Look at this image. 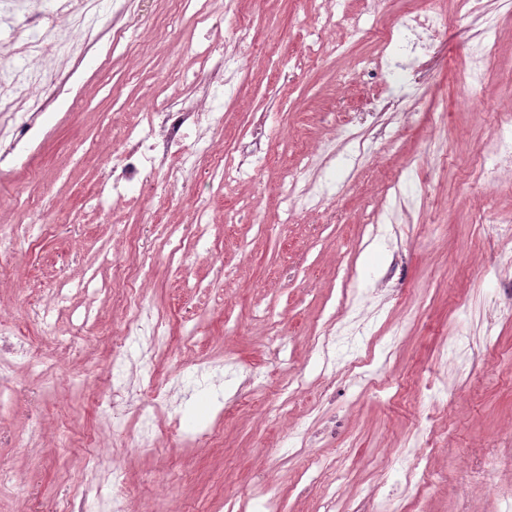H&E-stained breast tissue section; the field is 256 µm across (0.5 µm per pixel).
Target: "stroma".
Here are the masks:
<instances>
[{"mask_svg": "<svg viewBox=\"0 0 512 512\" xmlns=\"http://www.w3.org/2000/svg\"><path fill=\"white\" fill-rule=\"evenodd\" d=\"M428 0H216L214 19L186 15L168 26L169 0H139L156 24L134 31L131 45L104 40L81 61L70 87L84 105L59 106L37 119L28 151L14 164L16 199L0 205V228L43 212L51 233L32 228L0 263V317L28 336L36 352L0 406V465L15 474L0 491V512H54L85 475L88 444L103 433L105 460L125 468L136 512H260L259 487L282 497L286 512H323L338 491L349 512H507L512 490V166L492 154L496 114L512 109V0H481L469 12L439 0L440 36L425 53L406 51L399 18ZM53 0H25L0 24V82L31 83L16 73L58 68L45 56L26 65L16 52L28 22ZM355 19L373 36L326 26L327 13ZM250 20L255 45L236 46L230 19ZM493 52L482 96L463 104L460 78L486 25ZM392 33L384 42L383 33ZM240 58L234 97L223 102L224 128L209 133L214 151H271L260 172L235 181L204 179L201 158L181 196H114L96 203L95 187L122 147L119 123H134L165 98L186 96L183 76L198 69L214 41ZM358 55L400 64L395 109L366 112L383 73L353 69ZM263 117L254 133L248 113ZM347 113L349 131L336 118ZM491 178L474 175L478 167ZM324 193L292 206L277 188L287 173ZM209 199V222H192L196 194ZM160 217L166 237L142 221ZM198 238L179 268L168 244ZM150 259L154 276L140 290L144 310L166 321L173 341L155 364L156 384L172 390L155 419L168 430L157 453L134 445L135 416L109 426L98 406L111 388L112 345L128 311L116 297L112 261ZM223 263L216 280L215 263ZM222 292L204 301L199 287ZM48 307V323L24 316ZM348 335L320 371L317 341L337 323ZM197 326L184 347L183 329ZM266 387L246 403L236 396L250 372ZM42 435L29 440L30 412ZM211 444L187 450L199 429ZM423 445L424 483H406L389 457Z\"/></svg>", "mask_w": 512, "mask_h": 512, "instance_id": "stroma-1", "label": "stroma"}]
</instances>
